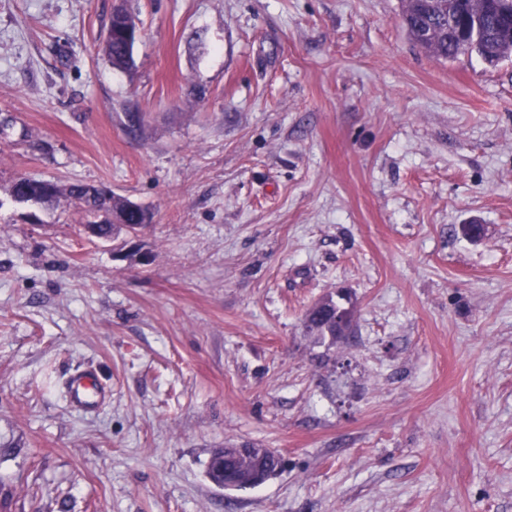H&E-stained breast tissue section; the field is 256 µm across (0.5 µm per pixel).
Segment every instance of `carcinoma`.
<instances>
[{
	"label": "carcinoma",
	"instance_id": "carcinoma-1",
	"mask_svg": "<svg viewBox=\"0 0 512 512\" xmlns=\"http://www.w3.org/2000/svg\"><path fill=\"white\" fill-rule=\"evenodd\" d=\"M401 19L413 41L426 54L439 61H453L464 54H475L489 65L512 57V0H401ZM105 53L113 67L127 70L134 58L127 51L120 17L111 19ZM46 206L65 200L80 209L86 223L95 224L101 213L124 217L134 232L144 228L135 203L80 183L62 185L45 182Z\"/></svg>",
	"mask_w": 512,
	"mask_h": 512
}]
</instances>
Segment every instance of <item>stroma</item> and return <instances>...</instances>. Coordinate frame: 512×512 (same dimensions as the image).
I'll list each match as a JSON object with an SVG mask.
<instances>
[{
    "instance_id": "1",
    "label": "stroma",
    "mask_w": 512,
    "mask_h": 512,
    "mask_svg": "<svg viewBox=\"0 0 512 512\" xmlns=\"http://www.w3.org/2000/svg\"><path fill=\"white\" fill-rule=\"evenodd\" d=\"M400 11L0 0V512H512V59L436 60ZM20 175L153 221L88 238ZM243 447L285 465L214 486ZM105 53L114 68L127 70L134 65L133 55L127 51L125 45V37L120 25L119 15H115L111 19L105 44ZM68 394L75 406L89 408L106 397L107 389L94 384L92 377L85 374L72 379L68 386ZM231 455L236 457L250 458L259 464L269 462L271 458L277 457L278 467L276 471H278L279 468L281 469L283 465L281 458L276 454H272L271 448H220L219 450L213 452L208 462L209 465L213 464V471L216 474H220L221 479H223V482H217L208 475L210 482L218 488L226 489L233 485V483L224 477L227 475V471L224 470V460L229 458Z\"/></svg>"
}]
</instances>
